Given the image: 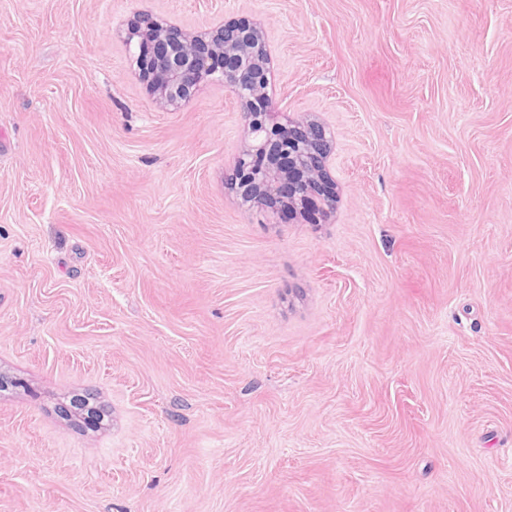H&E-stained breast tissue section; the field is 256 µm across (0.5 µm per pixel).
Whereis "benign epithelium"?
<instances>
[{
    "mask_svg": "<svg viewBox=\"0 0 512 512\" xmlns=\"http://www.w3.org/2000/svg\"><path fill=\"white\" fill-rule=\"evenodd\" d=\"M127 43L150 93L165 108H178L204 82H219L239 104L245 142L232 181L244 205L278 212L302 209L313 198L324 214L336 196L328 186L331 135L306 114L279 111L268 92L270 53L254 24H225L200 33L138 16Z\"/></svg>",
    "mask_w": 512,
    "mask_h": 512,
    "instance_id": "7a95c632",
    "label": "benign epithelium"
}]
</instances>
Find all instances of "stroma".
<instances>
[{"label": "stroma", "mask_w": 512, "mask_h": 512, "mask_svg": "<svg viewBox=\"0 0 512 512\" xmlns=\"http://www.w3.org/2000/svg\"><path fill=\"white\" fill-rule=\"evenodd\" d=\"M143 11L262 24L329 220ZM0 512H512V0H0Z\"/></svg>", "instance_id": "1"}]
</instances>
